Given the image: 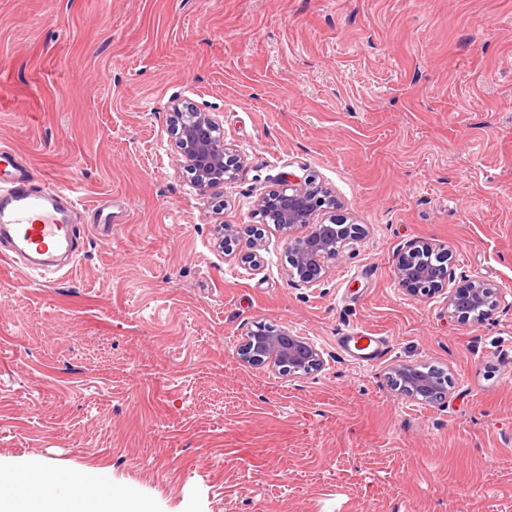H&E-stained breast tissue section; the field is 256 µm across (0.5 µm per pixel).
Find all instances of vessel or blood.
I'll return each instance as SVG.
<instances>
[{
  "label": "vessel or blood",
  "instance_id": "obj_1",
  "mask_svg": "<svg viewBox=\"0 0 512 512\" xmlns=\"http://www.w3.org/2000/svg\"><path fill=\"white\" fill-rule=\"evenodd\" d=\"M81 240L72 189L50 184L11 147L0 145V257L28 274L43 275L70 264ZM336 341L343 349H355L368 365L389 350L387 338L356 328L341 330Z\"/></svg>",
  "mask_w": 512,
  "mask_h": 512
}]
</instances>
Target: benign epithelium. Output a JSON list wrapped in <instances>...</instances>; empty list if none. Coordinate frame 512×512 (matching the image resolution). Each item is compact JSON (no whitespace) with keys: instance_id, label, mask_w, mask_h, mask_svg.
<instances>
[{"instance_id":"benign-epithelium-1","label":"benign epithelium","mask_w":512,"mask_h":512,"mask_svg":"<svg viewBox=\"0 0 512 512\" xmlns=\"http://www.w3.org/2000/svg\"><path fill=\"white\" fill-rule=\"evenodd\" d=\"M178 123L174 146L193 172V184L208 188L234 178L236 164L228 155L219 122L193 106L175 107ZM285 188L257 203L261 220L273 224L288 235L287 274L297 287L320 286L329 262L353 248L361 239L360 227L344 219L315 223L314 216L323 207L334 205L331 195L312 181L283 179ZM304 226L303 236L292 231ZM451 253L425 240H416L400 250L395 267L397 283L412 297L446 296L448 317L459 323L482 320L498 305V289L480 280L448 289ZM242 361L254 366H271L294 378L319 372L325 366L323 352L309 339L286 329L258 326L249 331L238 348ZM393 386L405 396L430 402L448 395L451 380L442 372L424 371L415 365H400L390 373Z\"/></svg>"}]
</instances>
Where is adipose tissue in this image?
<instances>
[{
    "label": "adipose tissue",
    "instance_id": "ef3b65f1",
    "mask_svg": "<svg viewBox=\"0 0 512 512\" xmlns=\"http://www.w3.org/2000/svg\"><path fill=\"white\" fill-rule=\"evenodd\" d=\"M22 497L36 502V512H139L130 498L114 494L104 470L64 480L47 462L39 463L23 477L0 472V512H17Z\"/></svg>",
    "mask_w": 512,
    "mask_h": 512
}]
</instances>
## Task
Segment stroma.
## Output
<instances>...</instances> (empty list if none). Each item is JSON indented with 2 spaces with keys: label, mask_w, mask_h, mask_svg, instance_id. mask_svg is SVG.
<instances>
[{
  "label": "stroma",
  "mask_w": 512,
  "mask_h": 512,
  "mask_svg": "<svg viewBox=\"0 0 512 512\" xmlns=\"http://www.w3.org/2000/svg\"><path fill=\"white\" fill-rule=\"evenodd\" d=\"M177 103L217 119L234 180L194 186ZM1 143L119 218L69 271L0 260L1 466L103 468L146 512H512V0H0ZM286 174L363 229L318 288L254 214ZM416 239L506 305L462 324L404 294ZM259 323L325 368L243 363ZM352 325L390 354L345 356ZM401 364L447 398L395 390ZM393 386L405 396L431 402L436 395L446 398L451 380L443 372L424 371L416 365H400L390 373Z\"/></svg>",
  "instance_id": "35a3bbf8"
}]
</instances>
